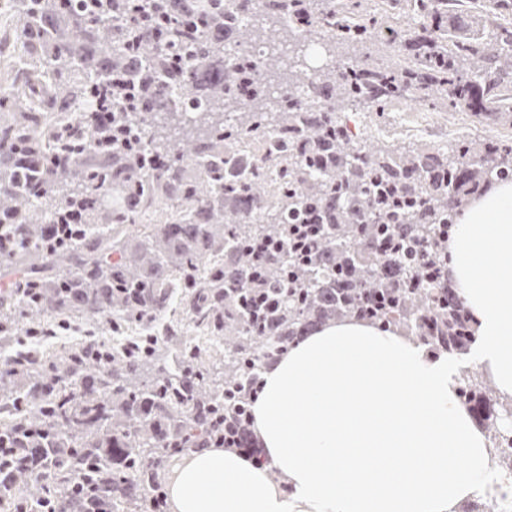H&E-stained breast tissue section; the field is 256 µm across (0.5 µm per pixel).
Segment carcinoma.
<instances>
[{"instance_id":"1","label":"carcinoma","mask_w":512,"mask_h":512,"mask_svg":"<svg viewBox=\"0 0 512 512\" xmlns=\"http://www.w3.org/2000/svg\"><path fill=\"white\" fill-rule=\"evenodd\" d=\"M4 0L21 70L0 90V263L51 289L47 315L73 323L98 313L120 333L179 305L186 331L207 337L181 351L164 337L97 347L112 357L100 370L83 349L55 354L13 349L23 371L12 402L42 391L58 429L3 472L0 500L38 501L46 481L65 494L77 452L98 454L112 478V512H145L146 492L177 441L187 447L215 433L246 436V388L299 338L332 317L353 318L415 336L453 354L474 343L472 317L448 285V228L486 178L512 180V143L467 138L453 153L414 142L368 148L336 103L388 116L410 96L464 105L512 119V0ZM419 18L411 30L375 39L378 14ZM476 13L485 35L451 28L448 15ZM239 14L244 49L265 42L263 66L246 57L237 79L224 71V25ZM330 44L373 45L376 56L320 73L311 90L299 62L311 33ZM254 88L249 103L236 97ZM107 110L135 141L96 138ZM267 154L244 160L248 141ZM134 151L144 167L125 161ZM204 173L193 177L185 151ZM49 185L84 216L80 237L61 255L65 269L44 274L32 224L67 223L66 210L35 211ZM262 216L243 223L242 205ZM147 220L135 242L123 227ZM209 261L201 263V256ZM72 290H55L60 281ZM69 361L82 392L51 382L46 359ZM459 392L472 416L499 434L489 385L469 376ZM0 448L21 445L29 422L5 410Z\"/></svg>"}]
</instances>
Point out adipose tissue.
I'll return each instance as SVG.
<instances>
[{"instance_id": "ef3b65f1", "label": "adipose tissue", "mask_w": 512, "mask_h": 512, "mask_svg": "<svg viewBox=\"0 0 512 512\" xmlns=\"http://www.w3.org/2000/svg\"><path fill=\"white\" fill-rule=\"evenodd\" d=\"M448 267L473 317L478 364L512 398V182L470 201ZM447 357L355 320L290 347L262 378L254 430L265 462L238 450L183 456L171 512H452L493 469L456 396Z\"/></svg>"}]
</instances>
